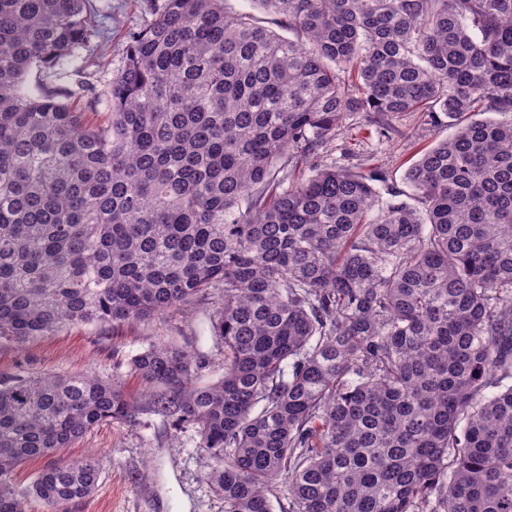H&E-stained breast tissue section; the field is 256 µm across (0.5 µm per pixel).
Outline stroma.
Segmentation results:
<instances>
[{"instance_id":"1","label":"stroma","mask_w":512,"mask_h":512,"mask_svg":"<svg viewBox=\"0 0 512 512\" xmlns=\"http://www.w3.org/2000/svg\"><path fill=\"white\" fill-rule=\"evenodd\" d=\"M112 18V40L95 76L96 93H104L126 56V33L152 17L149 0H98ZM392 138L380 137L365 113H347L319 163L330 167L374 166L404 187L406 168L424 150L448 138L443 125L428 124L421 113L394 117ZM213 306L203 301L153 320L116 327H77L17 345L0 339V375L95 373L118 379L130 396V417L95 428L63 450V457L94 455L100 479L93 494L72 512H224V499L206 479L207 460L197 446L193 426L175 427L149 403L142 381L127 362L148 344H173L205 359L204 378H217L224 349L212 334Z\"/></svg>"}]
</instances>
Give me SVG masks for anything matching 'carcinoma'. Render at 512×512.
Returning a JSON list of instances; mask_svg holds the SVG:
<instances>
[{"mask_svg": "<svg viewBox=\"0 0 512 512\" xmlns=\"http://www.w3.org/2000/svg\"><path fill=\"white\" fill-rule=\"evenodd\" d=\"M225 2L163 0L94 122L49 78L95 64L96 0H0V339L215 294L217 379L176 345L129 368L224 512H274L280 478L288 512H512V0H259L291 38ZM348 112L455 133L384 200L316 163ZM131 409L94 374L0 378V512H70L96 458L14 471Z\"/></svg>", "mask_w": 512, "mask_h": 512, "instance_id": "carcinoma-1", "label": "carcinoma"}]
</instances>
